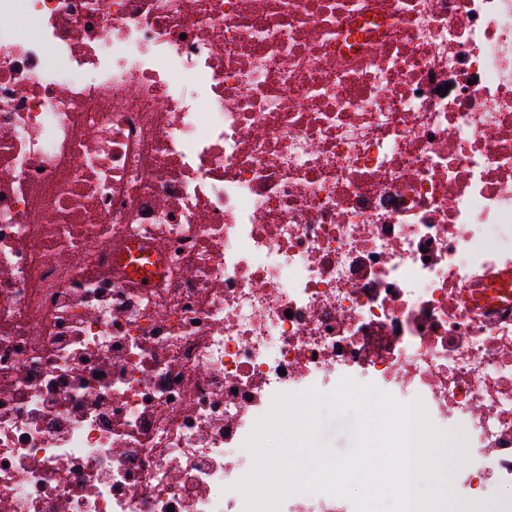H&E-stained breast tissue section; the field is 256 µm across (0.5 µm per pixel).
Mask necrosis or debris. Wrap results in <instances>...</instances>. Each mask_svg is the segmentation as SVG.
<instances>
[{"instance_id": "1", "label": "necrosis or debris", "mask_w": 512, "mask_h": 512, "mask_svg": "<svg viewBox=\"0 0 512 512\" xmlns=\"http://www.w3.org/2000/svg\"><path fill=\"white\" fill-rule=\"evenodd\" d=\"M345 376L512 512V0H0V512H245Z\"/></svg>"}]
</instances>
